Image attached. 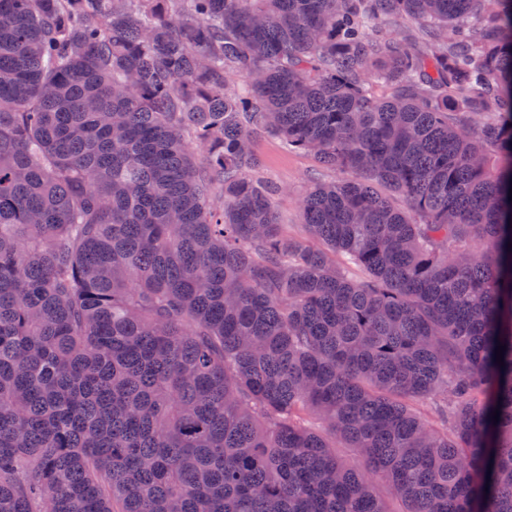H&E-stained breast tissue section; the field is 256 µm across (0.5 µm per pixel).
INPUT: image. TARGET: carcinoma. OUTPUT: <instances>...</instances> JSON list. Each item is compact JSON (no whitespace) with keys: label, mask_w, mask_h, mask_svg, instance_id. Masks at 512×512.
Segmentation results:
<instances>
[{"label":"carcinoma","mask_w":512,"mask_h":512,"mask_svg":"<svg viewBox=\"0 0 512 512\" xmlns=\"http://www.w3.org/2000/svg\"><path fill=\"white\" fill-rule=\"evenodd\" d=\"M511 188L512 0H0V512H512ZM259 149L266 162V173L271 181L288 188V195L280 197L277 209L282 224H288V231L301 233V217L298 199L313 180L310 177L311 161L299 153L284 154L275 138L259 142Z\"/></svg>","instance_id":"carcinoma-1"}]
</instances>
